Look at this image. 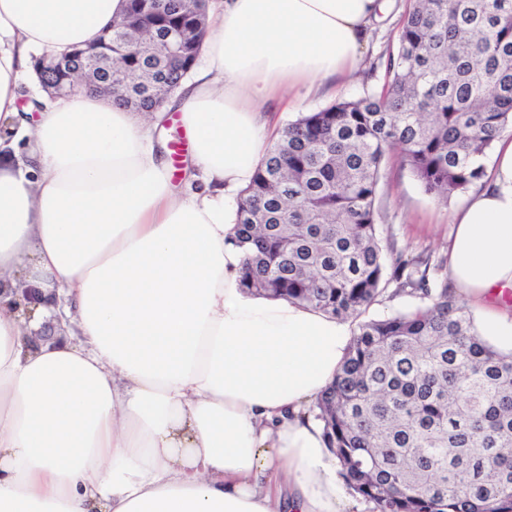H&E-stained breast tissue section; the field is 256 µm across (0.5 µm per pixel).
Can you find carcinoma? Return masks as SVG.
<instances>
[{
    "label": "carcinoma",
    "instance_id": "cac0c4a2",
    "mask_svg": "<svg viewBox=\"0 0 512 512\" xmlns=\"http://www.w3.org/2000/svg\"><path fill=\"white\" fill-rule=\"evenodd\" d=\"M207 3L158 13L129 0L112 30V97L141 112L127 78L176 81L156 39L191 28ZM382 84L288 123L239 204L242 285L357 321L317 419L370 512H512V354L476 331L448 292L446 259L383 243L376 198L395 153L446 202L485 175L512 123V0H414ZM385 296L423 302L366 316Z\"/></svg>",
    "mask_w": 512,
    "mask_h": 512
}]
</instances>
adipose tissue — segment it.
<instances>
[{"label":"adipose tissue","instance_id":"adipose-tissue-1","mask_svg":"<svg viewBox=\"0 0 512 512\" xmlns=\"http://www.w3.org/2000/svg\"><path fill=\"white\" fill-rule=\"evenodd\" d=\"M382 6L211 0L174 102L193 155L177 192L153 140L165 112L86 90L41 97L35 121L19 107L35 57L96 42L128 0H0V512H362L312 413L351 327L243 288L232 240L273 113L351 75ZM447 261L512 351V136L456 209Z\"/></svg>","mask_w":512,"mask_h":512}]
</instances>
